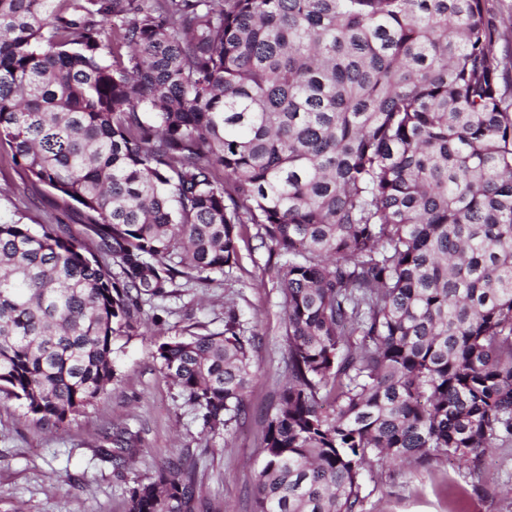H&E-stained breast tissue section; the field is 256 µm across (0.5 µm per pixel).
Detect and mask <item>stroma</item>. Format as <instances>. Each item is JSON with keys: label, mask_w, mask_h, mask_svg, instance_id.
I'll return each mask as SVG.
<instances>
[{"label": "stroma", "mask_w": 512, "mask_h": 512, "mask_svg": "<svg viewBox=\"0 0 512 512\" xmlns=\"http://www.w3.org/2000/svg\"><path fill=\"white\" fill-rule=\"evenodd\" d=\"M0 223L61 225L112 274L120 272L101 253L82 207L32 182L5 146ZM255 233L246 226L239 265L230 276L181 284L168 297L142 300L136 334L114 345L111 389L65 424H37L15 401L0 396V512H127L134 483L180 457L194 467L196 512H253L264 419L284 382L287 355L280 293L264 272L268 250ZM231 307L256 337L255 373L246 418L213 434L163 375L155 352L176 336L223 332ZM116 426L134 437L135 453L122 468L97 457ZM362 493L365 512H512V447L493 449L473 463L374 464L363 472Z\"/></svg>", "instance_id": "35a3bbf8"}]
</instances>
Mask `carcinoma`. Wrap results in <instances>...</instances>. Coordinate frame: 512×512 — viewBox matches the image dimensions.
Instances as JSON below:
<instances>
[{
	"label": "carcinoma",
	"mask_w": 512,
	"mask_h": 512,
	"mask_svg": "<svg viewBox=\"0 0 512 512\" xmlns=\"http://www.w3.org/2000/svg\"><path fill=\"white\" fill-rule=\"evenodd\" d=\"M492 0H0V145L81 205L0 224V393L62 425L116 376L141 297L268 246L286 383L255 512H364L373 462L512 444V66ZM256 337H175L162 373L227 429ZM119 431L97 455H133ZM181 459L128 512H195Z\"/></svg>",
	"instance_id": "1"
}]
</instances>
